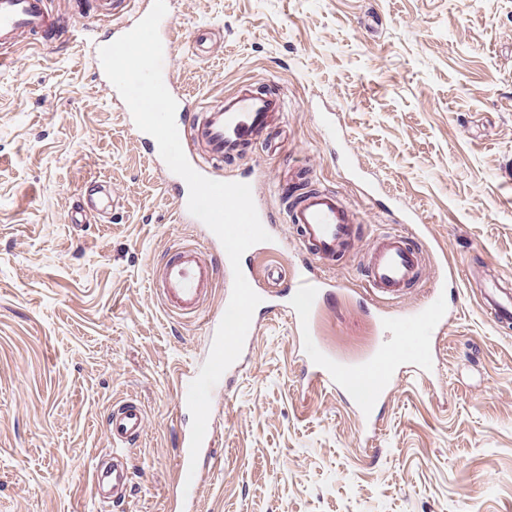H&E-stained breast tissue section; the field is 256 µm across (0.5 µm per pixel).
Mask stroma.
Segmentation results:
<instances>
[{"mask_svg":"<svg viewBox=\"0 0 512 512\" xmlns=\"http://www.w3.org/2000/svg\"><path fill=\"white\" fill-rule=\"evenodd\" d=\"M176 22L223 39L207 57L182 46L183 90L214 106L247 82L279 86L284 147L314 180L381 230L386 204L403 199L449 260L476 264L486 250L512 279V0H177ZM15 56L0 72V512H180L178 438L192 417L176 376L208 358L203 318L224 290L192 320L152 293L153 270L201 228L177 222L149 149L97 93L80 38ZM336 112L342 154L320 122ZM96 185L113 190L111 208L67 223ZM319 331L346 360L376 338L352 295ZM435 365L446 387L404 386L372 442L356 444L343 399L300 391L285 320L265 322L213 409L221 440L199 512H512V326L493 330L461 290ZM129 396L149 428L126 450L128 497L101 505L92 465L110 447L112 403Z\"/></svg>","mask_w":512,"mask_h":512,"instance_id":"35a3bbf8","label":"stroma"}]
</instances>
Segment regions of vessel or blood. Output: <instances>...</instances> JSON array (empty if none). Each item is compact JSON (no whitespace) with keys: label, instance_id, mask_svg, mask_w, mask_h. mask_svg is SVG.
Returning a JSON list of instances; mask_svg holds the SVG:
<instances>
[{"label":"vessel or blood","instance_id":"obj_1","mask_svg":"<svg viewBox=\"0 0 512 512\" xmlns=\"http://www.w3.org/2000/svg\"><path fill=\"white\" fill-rule=\"evenodd\" d=\"M119 6L114 0H98L95 15L99 26H87L79 14L63 26L49 11L47 0H0V71L15 68L13 50L18 44L63 30L83 34L87 50L98 54L109 37H120L131 29ZM159 33L166 87L177 102L180 142L197 172L211 178L222 162L251 159L259 151L276 148L288 108L284 93L245 84L225 95L220 106H203L177 86L179 44L185 40L197 54H212V30L199 28L188 38H181L175 17L169 13L162 19ZM160 176L173 193L179 222L194 223L187 209L185 180L165 165ZM269 180L271 198L254 199L262 224H293L298 233L291 240L276 238L254 246L255 251L277 254L282 264L269 275L266 286L257 287L261 302L245 343L253 345L256 326L276 317L285 319L297 342L304 385L344 396L357 416L355 440H369L378 426V407L395 396L404 383H432L438 339L446 335L455 316L448 308L449 283L478 282L483 287L480 306L488 322L496 328L512 322V283L498 277L493 256L483 254L480 263L462 267L449 264L447 257H434L433 230L418 209L394 203L393 229L375 234L362 251L357 247L362 219L338 191L294 171L270 172ZM223 250L213 234L204 241L172 248L151 283L168 312L180 318L201 314L204 300L216 284L214 256ZM340 257L362 263L365 276L361 295L378 327L371 357L354 366L338 363L316 329L319 311L327 309L344 289L335 271ZM414 286L424 288V295L414 305H404V297ZM147 428L141 401L127 398L112 404L107 433L113 465L108 470L94 466L91 491L95 501L126 499L132 473L120 452L140 439ZM189 447V434H182L175 496L183 512H194L201 495L199 478L188 475Z\"/></svg>","mask_w":512,"mask_h":512}]
</instances>
